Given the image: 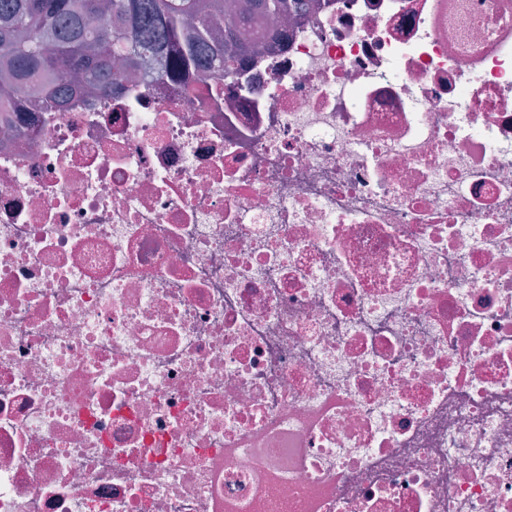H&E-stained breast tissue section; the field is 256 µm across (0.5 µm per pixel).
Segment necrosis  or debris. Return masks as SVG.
Here are the masks:
<instances>
[{
  "label": "necrosis or debris",
  "mask_w": 512,
  "mask_h": 512,
  "mask_svg": "<svg viewBox=\"0 0 512 512\" xmlns=\"http://www.w3.org/2000/svg\"><path fill=\"white\" fill-rule=\"evenodd\" d=\"M0 129V512H512V0H305Z\"/></svg>",
  "instance_id": "4bbe7bcc"
}]
</instances>
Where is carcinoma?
I'll list each match as a JSON object with an SVG mask.
<instances>
[{
  "label": "carcinoma",
  "instance_id": "1",
  "mask_svg": "<svg viewBox=\"0 0 512 512\" xmlns=\"http://www.w3.org/2000/svg\"><path fill=\"white\" fill-rule=\"evenodd\" d=\"M247 2L241 13L224 0H0V122L57 112L83 85L121 86L145 54L165 60L163 80L214 63L235 84L253 18L300 8V0Z\"/></svg>",
  "mask_w": 512,
  "mask_h": 512
}]
</instances>
